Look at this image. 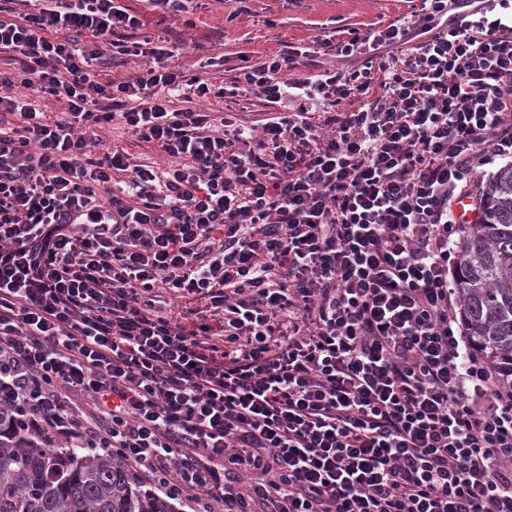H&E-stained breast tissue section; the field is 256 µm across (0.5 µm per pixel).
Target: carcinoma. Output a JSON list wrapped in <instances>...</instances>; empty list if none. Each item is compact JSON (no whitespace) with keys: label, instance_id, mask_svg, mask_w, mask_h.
I'll return each instance as SVG.
<instances>
[{"label":"carcinoma","instance_id":"carcinoma-1","mask_svg":"<svg viewBox=\"0 0 512 512\" xmlns=\"http://www.w3.org/2000/svg\"><path fill=\"white\" fill-rule=\"evenodd\" d=\"M484 210L464 227L455 281L463 328L512 388V164L484 189ZM0 512H176L167 496L143 488L118 458L47 448L19 434L0 408Z\"/></svg>","mask_w":512,"mask_h":512}]
</instances>
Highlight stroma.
Instances as JSON below:
<instances>
[{"instance_id": "stroma-1", "label": "stroma", "mask_w": 512, "mask_h": 512, "mask_svg": "<svg viewBox=\"0 0 512 512\" xmlns=\"http://www.w3.org/2000/svg\"><path fill=\"white\" fill-rule=\"evenodd\" d=\"M122 5L138 10L143 30L151 35L164 34L169 40L185 43L177 54V66L196 73L207 57L221 54L230 64L239 56L258 63L285 42L310 45L331 31H364L385 25L411 10L410 0H247L236 19L228 14L233 0L193 11V28L182 18L151 10L147 0H121Z\"/></svg>"}]
</instances>
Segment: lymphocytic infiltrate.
I'll list each match as a JSON object with an SVG mask.
<instances>
[{"label": "lymphocytic infiltrate", "instance_id": "f902f5d3", "mask_svg": "<svg viewBox=\"0 0 512 512\" xmlns=\"http://www.w3.org/2000/svg\"><path fill=\"white\" fill-rule=\"evenodd\" d=\"M478 2L203 77L116 0H0V407L21 432L191 512H512V388L454 283L455 207L512 160V0ZM314 55L361 64L302 74ZM108 56L141 65L103 82ZM250 96L256 129L199 108ZM116 119L178 166L112 144Z\"/></svg>", "mask_w": 512, "mask_h": 512}]
</instances>
